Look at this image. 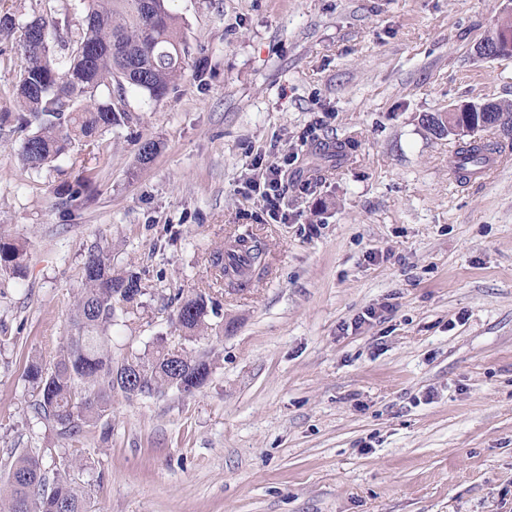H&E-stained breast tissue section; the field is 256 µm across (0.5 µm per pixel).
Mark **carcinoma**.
Listing matches in <instances>:
<instances>
[{
    "instance_id": "1",
    "label": "carcinoma",
    "mask_w": 512,
    "mask_h": 512,
    "mask_svg": "<svg viewBox=\"0 0 512 512\" xmlns=\"http://www.w3.org/2000/svg\"><path fill=\"white\" fill-rule=\"evenodd\" d=\"M138 2L84 0V23L61 61L51 49L56 22L34 16L32 31L21 27L17 51L24 66L14 91L18 112L1 115L0 123L12 122L25 133L18 153L24 167L42 168L75 141L95 153L104 133L132 124L128 90L159 101L183 77L181 26L168 0H153L150 14ZM476 52L486 59L509 56L512 43L503 38L494 44L487 36ZM503 117L512 120V103L496 102L490 110L457 118L466 132L458 135L449 165L459 178L466 179L501 152L498 141L480 133L497 129ZM158 151L156 141L138 140L141 163L151 162ZM22 257L20 246L0 234V276L19 274ZM142 295L140 274L112 268L108 252L94 247L84 262L82 287L52 364L39 357L28 361L25 377L38 396L34 412L51 425L63 446L79 447L87 429L111 411L112 394L126 398L130 385L138 388V396L150 397L167 388L190 394L208 380L207 356L173 351L161 343L151 351L129 349L114 357L112 326L134 315ZM174 301L175 323L187 340L211 328L210 316L218 315L206 292L179 293ZM76 461L71 458L49 480L39 457L18 456L0 482V512H93L88 491L70 478Z\"/></svg>"
}]
</instances>
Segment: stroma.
<instances>
[{
    "label": "stroma",
    "mask_w": 512,
    "mask_h": 512,
    "mask_svg": "<svg viewBox=\"0 0 512 512\" xmlns=\"http://www.w3.org/2000/svg\"><path fill=\"white\" fill-rule=\"evenodd\" d=\"M74 37L83 0H7ZM184 78L96 154L33 171L0 130V232L24 251L0 278V478L68 448L34 412L30 358L52 360L92 245L146 290L112 350L213 360L207 384L126 400L80 447L96 512H512V139L458 186L454 137L422 123L512 102V57L475 45L512 0H170ZM17 33H0V113L16 112ZM160 144L138 164L137 138ZM347 142L338 159L325 144ZM291 156L284 219L250 201L256 156ZM91 177L69 197L67 186ZM253 232L267 267L242 289L211 255ZM221 303L184 340L176 292Z\"/></svg>",
    "instance_id": "obj_1"
}]
</instances>
